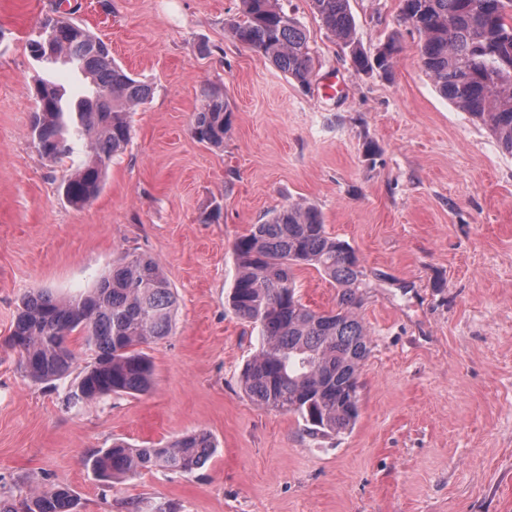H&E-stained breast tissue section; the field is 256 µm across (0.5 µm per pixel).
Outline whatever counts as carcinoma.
<instances>
[{
    "mask_svg": "<svg viewBox=\"0 0 512 512\" xmlns=\"http://www.w3.org/2000/svg\"><path fill=\"white\" fill-rule=\"evenodd\" d=\"M322 24L349 48L353 68L388 71L395 41L369 58L354 41L349 0H310ZM232 24L237 42L271 62L301 87L310 84L314 50L303 28L277 0H241ZM403 20L420 35V59L439 92L477 119L512 153V0H402ZM54 51L83 63L90 95L75 107L55 84L38 82L30 137L56 163L74 153L72 136L86 139L87 158L64 180L67 202L82 208L102 189L107 168L131 138L128 113L145 103L152 87L112 60L108 45L67 18H48ZM109 99L92 107L91 93ZM228 104L214 91L193 115L195 138L212 147L224 143ZM237 277L228 304L235 316L257 326L261 347L243 368L246 395L268 409L293 413L312 434L351 429L359 415V369L370 352L367 333L353 307L367 287L356 251L330 236L319 211L299 204L270 213L233 243ZM312 267L341 289L336 308L318 312L296 294L294 271ZM176 297L157 263L124 256L112 273L79 298L47 290L26 293L1 346L15 354L36 383L62 378L76 363L73 335L92 351L67 403L76 406L112 395L151 389L154 367L143 347L171 334ZM210 433L183 434L162 445L136 446L117 440L87 459L103 479L131 478L145 470L191 475L213 455ZM71 490L30 489L0 500V512H77Z\"/></svg>",
    "mask_w": 512,
    "mask_h": 512,
    "instance_id": "carcinoma-1",
    "label": "carcinoma"
}]
</instances>
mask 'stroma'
<instances>
[{"mask_svg": "<svg viewBox=\"0 0 512 512\" xmlns=\"http://www.w3.org/2000/svg\"><path fill=\"white\" fill-rule=\"evenodd\" d=\"M315 50L309 89L237 43L241 0H0V339L21 297L88 292L126 254L153 258L177 298L170 336L146 352L155 385L68 406L79 365L32 382L0 349V498L70 489L77 512H512V153L445 98L424 71L400 0H350L355 41L390 74L358 72L309 0H280ZM88 27L153 87L130 114L132 139L84 208L59 186L30 122L36 79L86 93L83 73L33 59L41 23ZM223 94L231 129L199 143L193 114ZM315 205L355 249L367 288L355 312L371 352L359 417L337 435L253 403L241 385L259 331L228 305L232 245L267 212ZM312 309L339 290L295 272ZM217 443L191 475L145 471L112 483L87 466L121 439L163 443L192 431Z\"/></svg>", "mask_w": 512, "mask_h": 512, "instance_id": "35a3bbf8", "label": "stroma"}]
</instances>
